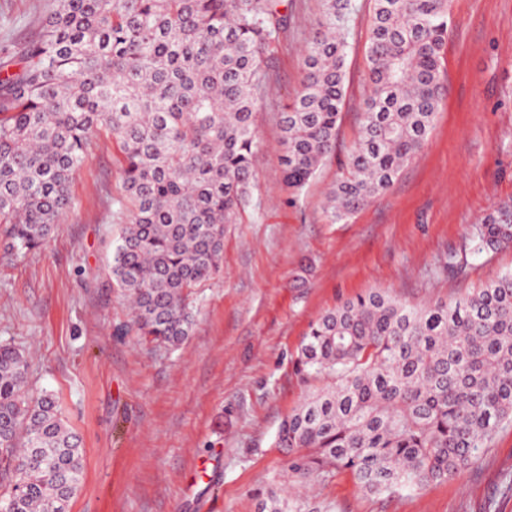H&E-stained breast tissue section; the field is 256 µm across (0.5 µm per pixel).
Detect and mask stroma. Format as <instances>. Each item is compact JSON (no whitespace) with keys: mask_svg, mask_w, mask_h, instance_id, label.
Returning <instances> with one entry per match:
<instances>
[{"mask_svg":"<svg viewBox=\"0 0 512 512\" xmlns=\"http://www.w3.org/2000/svg\"><path fill=\"white\" fill-rule=\"evenodd\" d=\"M338 147L297 194L281 183L280 115L301 77L322 0H283L288 29L255 113L262 143L253 202L228 225L219 272L195 288V322L178 350L121 333L127 300L112 285L120 222L118 154L94 139L74 176L75 209L40 249L18 255L0 236V343L29 359L28 388L52 394L80 438L85 477L70 512H256L278 476L280 421L326 380L294 360L311 321L385 289L415 305L464 296L512 271V245L474 254L471 233L512 203V0H452L441 57L447 96L423 150L381 198L329 223L328 191L357 138L368 93L370 0H356ZM56 0H0V48L22 57ZM457 253L461 272L443 263ZM512 425L478 467L415 493L367 494L348 473L317 495L336 512H512Z\"/></svg>","mask_w":512,"mask_h":512,"instance_id":"obj_1","label":"stroma"}]
</instances>
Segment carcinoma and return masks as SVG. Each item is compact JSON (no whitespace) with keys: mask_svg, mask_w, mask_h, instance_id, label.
<instances>
[{"mask_svg":"<svg viewBox=\"0 0 512 512\" xmlns=\"http://www.w3.org/2000/svg\"><path fill=\"white\" fill-rule=\"evenodd\" d=\"M280 0H58L18 70L0 67V225L41 247L76 206L71 181L92 138L112 139L124 188L112 283L144 342L180 346L194 288L219 271L227 224L252 199L261 144L253 112L288 27ZM354 0H324L292 104L281 113L284 187L301 191L336 151ZM451 0H373L369 92L328 200L332 223L392 187L424 147L446 95L440 59ZM512 205L472 231L477 252L512 244ZM28 364L0 345V512H69L84 476L79 438L51 394H27ZM296 371L330 385L280 423L292 486L349 472L389 496L479 462L512 421V271L466 297L414 307L375 289L320 315ZM257 512H333L280 484Z\"/></svg>","mask_w":512,"mask_h":512,"instance_id":"1","label":"carcinoma"}]
</instances>
